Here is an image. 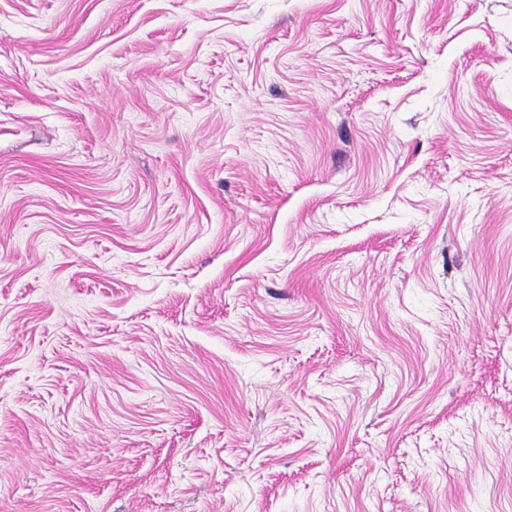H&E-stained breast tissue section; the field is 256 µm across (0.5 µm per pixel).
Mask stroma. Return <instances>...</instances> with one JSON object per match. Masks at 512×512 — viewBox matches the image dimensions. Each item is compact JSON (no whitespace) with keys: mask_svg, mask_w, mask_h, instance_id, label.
Masks as SVG:
<instances>
[{"mask_svg":"<svg viewBox=\"0 0 512 512\" xmlns=\"http://www.w3.org/2000/svg\"><path fill=\"white\" fill-rule=\"evenodd\" d=\"M0 512H512V0H0Z\"/></svg>","mask_w":512,"mask_h":512,"instance_id":"1","label":"stroma"}]
</instances>
